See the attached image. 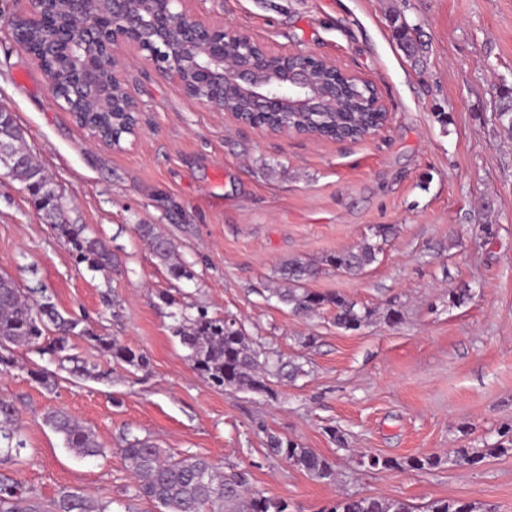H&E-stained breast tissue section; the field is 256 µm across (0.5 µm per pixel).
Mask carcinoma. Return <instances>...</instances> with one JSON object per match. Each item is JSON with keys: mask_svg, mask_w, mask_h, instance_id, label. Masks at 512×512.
Here are the masks:
<instances>
[{"mask_svg": "<svg viewBox=\"0 0 512 512\" xmlns=\"http://www.w3.org/2000/svg\"><path fill=\"white\" fill-rule=\"evenodd\" d=\"M394 38L405 55L418 62L424 52L421 39L415 36L418 27L393 19ZM51 90L62 91L68 86V67L50 64ZM83 118L110 123L124 118L121 104L109 112H84ZM365 103L353 94L343 101V112L338 122L326 116L320 125L324 134L353 133L371 121ZM497 119L500 132L512 139V91L499 95ZM0 139L11 144L15 166L12 179L34 188L43 205L41 211L50 220L57 236L71 246L76 263H85L92 270L105 271L120 265L119 257L107 242L85 234V227L67 223L62 198L41 166L24 147L23 130L18 124H1ZM140 237L146 240L153 254L170 266L176 279H192L194 273L182 261L176 262V245L157 231L154 224H140ZM380 247L366 242L352 250L338 251L321 260L291 258L280 269L285 287L274 294L296 312L311 313L325 304L336 308V325L346 330L359 328L371 315L369 309H360L357 303L339 294L322 295L306 288V283L318 276L324 267L356 276L376 262ZM44 288L22 289L7 273H0V367L15 365L13 351L16 348L36 349L47 354L59 368L84 379H100L96 366L71 354V340L83 339L118 365L138 370L150 365L148 356L135 351L119 340L105 336L86 324L84 318L63 315L51 302L30 300L35 294H43ZM173 337L187 349L186 358L192 369L206 382L222 389H249L258 393L271 391L270 383L279 378L284 366L270 359H260V352L253 348L245 330L230 336L224 333V319L208 316L207 311L197 310V315H181V321L172 327ZM43 422L60 435L65 447L87 457L105 452L95 432L78 422L63 409L47 412ZM23 424L19 410L13 402L0 399V461L19 455L25 448L22 439ZM118 449L126 468L139 480L138 496L144 497L159 508V512H288V502L265 496L253 490L244 471L232 470L219 473L210 460L203 456L176 457L159 448L150 438H123ZM270 453L281 456L297 466L313 479L327 485L335 483L334 465L324 456L304 448L291 440L270 438ZM508 448L497 445L478 450L463 446L454 449V463L475 466L485 457L504 453ZM436 456L413 457L401 463L396 459L370 455L364 464L370 468H401L431 470L439 466ZM110 498H97L78 490L64 489L50 505L45 507L37 498L22 490L15 482L0 479V512H113ZM414 506L403 499L386 497H355L340 495L327 512H413ZM427 512H474V507L461 501L436 499L427 505Z\"/></svg>", "mask_w": 512, "mask_h": 512, "instance_id": "carcinoma-1", "label": "carcinoma"}]
</instances>
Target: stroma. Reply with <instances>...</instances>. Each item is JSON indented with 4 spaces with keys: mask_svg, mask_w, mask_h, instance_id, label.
<instances>
[{
    "mask_svg": "<svg viewBox=\"0 0 512 512\" xmlns=\"http://www.w3.org/2000/svg\"><path fill=\"white\" fill-rule=\"evenodd\" d=\"M202 20L230 23L281 53L309 50L371 81L389 114L361 141L264 135L208 112L124 51L142 105L138 139L112 151L92 144L59 106L32 57L0 29V110L66 204L69 223L105 239L122 264L109 273L76 263L22 184L0 177V271L23 288L45 287L64 313L145 352L150 366L121 367L86 342L80 359L107 371L80 380L26 348L0 372V399L18 408L25 449L0 463L41 503L82 489L158 512L138 498L117 452L149 437L168 453L247 471L253 489L322 512L337 495L437 498L476 512H512V451L462 468L452 449L487 448L512 430V140L496 116L512 89V0H187ZM418 25L424 65L397 46L393 15ZM155 224L194 279L177 280L135 231ZM493 227L492 237L480 228ZM394 234L360 275L325 269L311 291L371 310L356 330L332 306L302 315L274 288L289 258L319 260ZM471 296L456 303L459 288ZM171 293L175 304L161 299ZM236 319L255 348L304 373L272 394L211 387L172 335L182 314ZM401 318L392 322L389 310ZM55 374L52 387L33 378ZM65 409L109 452L79 457L43 422ZM330 459L323 484L271 457L270 437ZM364 455L436 456L427 470L369 469Z\"/></svg>",
    "mask_w": 512,
    "mask_h": 512,
    "instance_id": "stroma-1",
    "label": "stroma"
}]
</instances>
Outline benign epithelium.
Listing matches in <instances>:
<instances>
[{
    "instance_id": "1",
    "label": "benign epithelium",
    "mask_w": 512,
    "mask_h": 512,
    "mask_svg": "<svg viewBox=\"0 0 512 512\" xmlns=\"http://www.w3.org/2000/svg\"><path fill=\"white\" fill-rule=\"evenodd\" d=\"M20 17L30 27L44 22L50 0H23ZM147 12H136L129 0H67L70 19L91 11L102 12L93 26L73 28L64 24L56 37L32 57L39 64L57 56L69 61L68 92L55 99L64 109L71 100L94 99L99 110L113 108L112 94L120 91L129 104L132 123L122 127L79 122L98 145L122 149L127 138L138 136L141 106L124 74L122 52L132 49L162 78L172 81L180 92L209 112H223L243 124L225 103L228 94L249 104V111L267 119L254 129L281 135L321 137L296 125L316 123V118L337 112L342 102L336 81L319 74L338 71L335 62L310 51L293 54L274 52L249 34L228 24L206 22L181 7L184 0H150ZM112 61L111 75L102 84L101 63ZM342 71V70H340ZM352 83L373 87L364 77L342 71Z\"/></svg>"
}]
</instances>
